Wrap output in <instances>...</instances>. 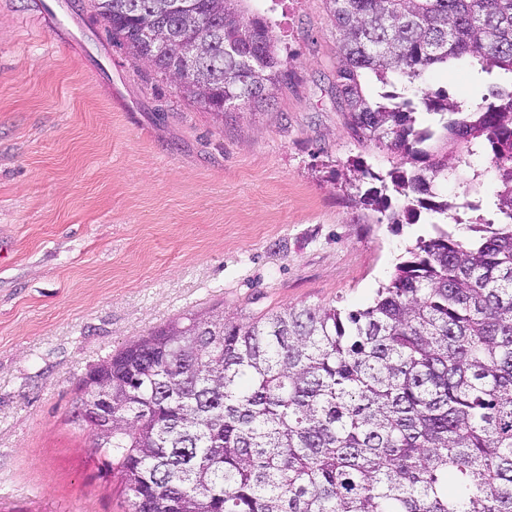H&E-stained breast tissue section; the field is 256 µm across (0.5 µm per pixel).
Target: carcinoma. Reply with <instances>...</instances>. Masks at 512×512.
<instances>
[{"label":"carcinoma","instance_id":"1","mask_svg":"<svg viewBox=\"0 0 512 512\" xmlns=\"http://www.w3.org/2000/svg\"><path fill=\"white\" fill-rule=\"evenodd\" d=\"M240 2L92 6L113 44L166 78L175 45L151 49L147 33L207 31L199 79L177 87L222 120L268 110L289 75L270 18ZM323 2L346 126L397 158L346 181H380L363 204L385 211L393 191L407 205L389 222L423 209L434 234L363 310L189 314L91 365L80 407L106 377L112 428L73 422L117 461L129 512H512V86L479 102L423 88L450 64L512 77V0ZM484 152L490 167L473 168ZM450 178L463 187L451 201Z\"/></svg>","mask_w":512,"mask_h":512}]
</instances>
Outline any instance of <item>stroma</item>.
Listing matches in <instances>:
<instances>
[{"label": "stroma", "instance_id": "35a3bbf8", "mask_svg": "<svg viewBox=\"0 0 512 512\" xmlns=\"http://www.w3.org/2000/svg\"><path fill=\"white\" fill-rule=\"evenodd\" d=\"M46 28L0 0V512H128L120 476L72 421L90 365L179 315L253 317L289 305L370 306L418 237L360 202L389 151L355 142L336 107V33L323 0L272 12L290 59L265 112H210L113 46L90 0ZM497 75L425 82L477 100Z\"/></svg>", "mask_w": 512, "mask_h": 512}]
</instances>
